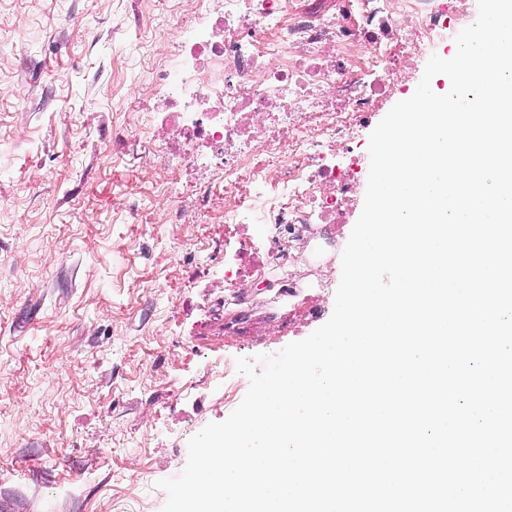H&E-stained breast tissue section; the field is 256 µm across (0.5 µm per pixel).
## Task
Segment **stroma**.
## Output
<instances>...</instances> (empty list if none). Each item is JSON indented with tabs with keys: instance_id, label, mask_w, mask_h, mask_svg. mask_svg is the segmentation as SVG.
I'll return each instance as SVG.
<instances>
[{
	"instance_id": "35a3bbf8",
	"label": "stroma",
	"mask_w": 512,
	"mask_h": 512,
	"mask_svg": "<svg viewBox=\"0 0 512 512\" xmlns=\"http://www.w3.org/2000/svg\"><path fill=\"white\" fill-rule=\"evenodd\" d=\"M198 9L0 0V512H162L158 481L248 390L237 358L333 312L365 188L237 289V239L201 236L147 159L154 71Z\"/></svg>"
}]
</instances>
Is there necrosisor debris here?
Returning a JSON list of instances; mask_svg holds the SVG:
<instances>
[{
    "label": "necrosis or debris",
    "mask_w": 512,
    "mask_h": 512,
    "mask_svg": "<svg viewBox=\"0 0 512 512\" xmlns=\"http://www.w3.org/2000/svg\"><path fill=\"white\" fill-rule=\"evenodd\" d=\"M450 27L429 0H205L171 33L172 66L157 71L165 128L182 152L155 150L168 189L224 202V231L304 224L359 185L356 158L337 164L378 101ZM196 168L216 182L182 181Z\"/></svg>",
    "instance_id": "necrosis-or-debris-1"
}]
</instances>
